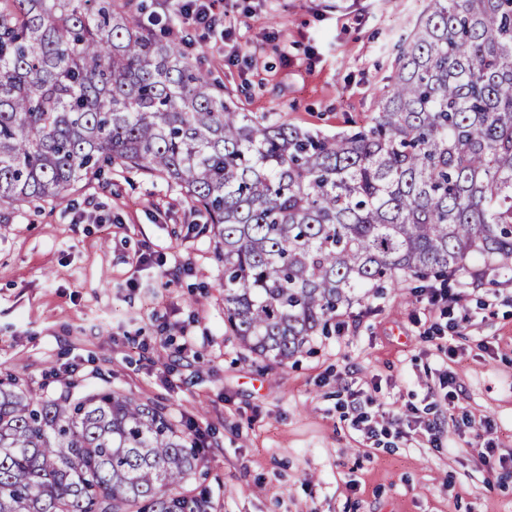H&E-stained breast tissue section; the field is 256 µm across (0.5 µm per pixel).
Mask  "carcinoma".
Returning a JSON list of instances; mask_svg holds the SVG:
<instances>
[{"instance_id": "obj_1", "label": "carcinoma", "mask_w": 512, "mask_h": 512, "mask_svg": "<svg viewBox=\"0 0 512 512\" xmlns=\"http://www.w3.org/2000/svg\"><path fill=\"white\" fill-rule=\"evenodd\" d=\"M134 0H0V214L106 163L204 211L224 326L284 364L388 283L512 273V0H429L365 124L241 112ZM0 374V512H204L198 439L114 391Z\"/></svg>"}]
</instances>
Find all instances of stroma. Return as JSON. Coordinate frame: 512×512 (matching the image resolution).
<instances>
[{
    "label": "stroma",
    "mask_w": 512,
    "mask_h": 512,
    "mask_svg": "<svg viewBox=\"0 0 512 512\" xmlns=\"http://www.w3.org/2000/svg\"><path fill=\"white\" fill-rule=\"evenodd\" d=\"M427 5L222 0L217 27L196 30L172 0H142L140 17H171L240 111L333 134L376 111ZM223 276L179 188L113 166L0 222V371L47 397L72 380L119 391L204 430L185 488L206 512H512V274L449 283L445 315L408 285L369 295L285 365L225 333ZM354 401L440 422L439 445L366 440L343 417Z\"/></svg>",
    "instance_id": "1"
}]
</instances>
